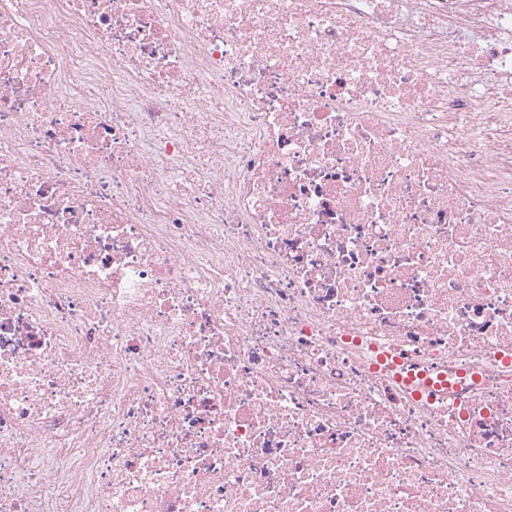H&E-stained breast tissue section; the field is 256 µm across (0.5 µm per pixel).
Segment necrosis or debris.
Wrapping results in <instances>:
<instances>
[{
    "mask_svg": "<svg viewBox=\"0 0 512 512\" xmlns=\"http://www.w3.org/2000/svg\"><path fill=\"white\" fill-rule=\"evenodd\" d=\"M0 512H512V0H0Z\"/></svg>",
    "mask_w": 512,
    "mask_h": 512,
    "instance_id": "1",
    "label": "necrosis or debris"
}]
</instances>
